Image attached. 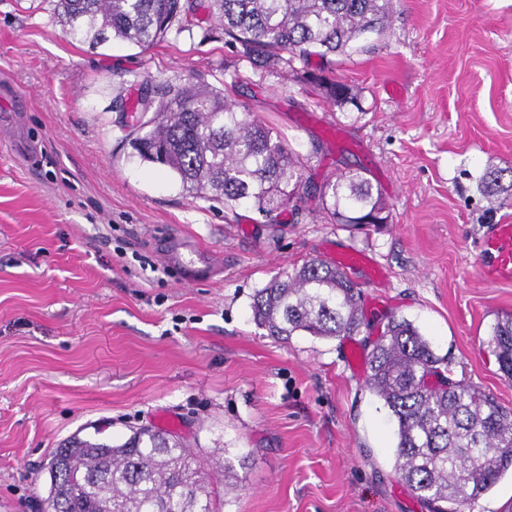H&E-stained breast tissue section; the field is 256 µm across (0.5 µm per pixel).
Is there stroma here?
Wrapping results in <instances>:
<instances>
[{
    "instance_id": "stroma-1",
    "label": "stroma",
    "mask_w": 512,
    "mask_h": 512,
    "mask_svg": "<svg viewBox=\"0 0 512 512\" xmlns=\"http://www.w3.org/2000/svg\"><path fill=\"white\" fill-rule=\"evenodd\" d=\"M391 25L328 63L253 67L207 11L192 35L147 48L72 38L50 0H0V512H33L43 467L73 435L141 427L222 448V512H430L394 467V426L364 389L388 317L412 321L454 378L512 409L488 346L512 282L486 280L477 244L512 221V0H391ZM327 67L356 103L332 105L305 72ZM208 84L272 126L320 183L363 170L388 221L330 223L317 197L267 224L251 206L188 192L129 146L121 105L144 84ZM341 136L326 138L325 125ZM208 256L186 284L164 247ZM352 271L365 328L267 335L252 295L326 256Z\"/></svg>"
}]
</instances>
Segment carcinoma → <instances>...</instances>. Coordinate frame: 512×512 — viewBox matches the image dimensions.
Instances as JSON below:
<instances>
[{"mask_svg": "<svg viewBox=\"0 0 512 512\" xmlns=\"http://www.w3.org/2000/svg\"><path fill=\"white\" fill-rule=\"evenodd\" d=\"M195 0H57L68 33L97 47L113 40L149 47L173 31L193 32ZM207 9L259 67L347 52L382 32L390 0H210ZM288 52L284 58L282 52ZM308 79L333 103L353 101L324 70ZM129 145L161 164L197 196L225 208L252 205L272 223L311 192L304 165L286 139L209 86H145L132 106ZM338 224L365 226L385 210L364 173L349 169L319 186ZM254 323L277 338L297 332L336 339L364 325L359 293L346 272L323 260L256 289ZM488 345L512 377V315L491 325ZM364 387L396 425L395 470L434 512H466L512 471V410L451 376L448 364L408 320L388 318L371 342ZM51 512H215L214 481L179 436L141 428L119 444L72 438L45 465Z\"/></svg>", "mask_w": 512, "mask_h": 512, "instance_id": "1", "label": "carcinoma"}]
</instances>
